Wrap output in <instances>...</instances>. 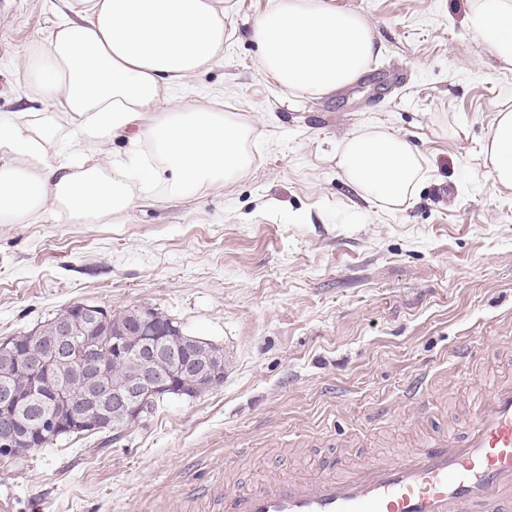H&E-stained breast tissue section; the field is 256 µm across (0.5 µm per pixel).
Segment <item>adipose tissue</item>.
<instances>
[{
  "instance_id": "adipose-tissue-1",
  "label": "adipose tissue",
  "mask_w": 512,
  "mask_h": 512,
  "mask_svg": "<svg viewBox=\"0 0 512 512\" xmlns=\"http://www.w3.org/2000/svg\"><path fill=\"white\" fill-rule=\"evenodd\" d=\"M81 24L63 23L29 51V76L53 113L0 115V222L18 224L53 200L79 222L120 216L143 192L165 184L184 194L227 185L252 163V122L232 112L163 108L175 86L224 51V0H79ZM470 30L512 67V0H470ZM258 70L285 92L318 97L349 85L379 54L371 25L329 0H274L254 22ZM71 116L72 141L56 114ZM148 145L143 173L123 161L94 162L98 142ZM494 183L512 189V109L496 113L482 148ZM336 165L359 195L383 208L411 202L422 156L382 125L347 133Z\"/></svg>"
}]
</instances>
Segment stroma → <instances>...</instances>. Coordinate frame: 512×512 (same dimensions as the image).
<instances>
[{
	"label": "stroma",
	"instance_id": "35a3bbf8",
	"mask_svg": "<svg viewBox=\"0 0 512 512\" xmlns=\"http://www.w3.org/2000/svg\"><path fill=\"white\" fill-rule=\"evenodd\" d=\"M363 15L402 70L293 97L255 65L252 24L269 0H224V53L176 100L235 112L264 136L227 186L162 187L118 220L69 222L45 203L0 223V341L75 304L150 308L224 350V382L101 446L65 436L0 459V512H217L211 488L313 472L330 455L394 458L419 434L458 431L512 361V189L481 146L512 104V70L475 40L468 0H331ZM76 0L0 10V114L49 104L26 50ZM382 124L409 135L426 174L411 205L364 200L336 166L341 136ZM428 372L433 411L413 421L404 384Z\"/></svg>",
	"mask_w": 512,
	"mask_h": 512
}]
</instances>
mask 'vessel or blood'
Returning <instances> with one entry per match:
<instances>
[{"label":"vessel or blood","instance_id":"b4317fda","mask_svg":"<svg viewBox=\"0 0 512 512\" xmlns=\"http://www.w3.org/2000/svg\"><path fill=\"white\" fill-rule=\"evenodd\" d=\"M415 417L430 410L421 379L406 386ZM224 512H512V376L496 382L467 428L394 459L327 461L225 493Z\"/></svg>","mask_w":512,"mask_h":512}]
</instances>
